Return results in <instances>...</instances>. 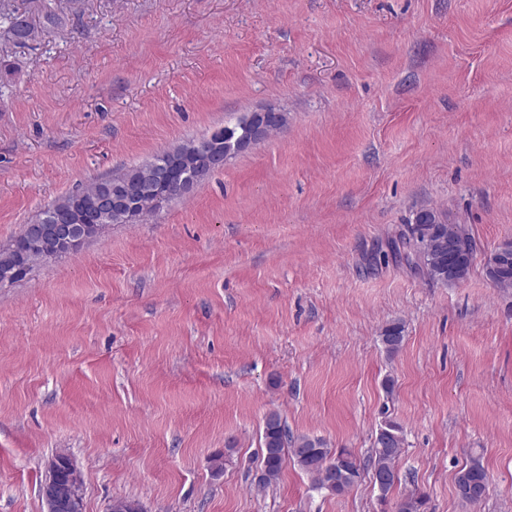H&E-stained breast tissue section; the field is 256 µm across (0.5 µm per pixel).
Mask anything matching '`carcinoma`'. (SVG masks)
I'll return each instance as SVG.
<instances>
[{"instance_id": "carcinoma-1", "label": "carcinoma", "mask_w": 512, "mask_h": 512, "mask_svg": "<svg viewBox=\"0 0 512 512\" xmlns=\"http://www.w3.org/2000/svg\"><path fill=\"white\" fill-rule=\"evenodd\" d=\"M8 23V33L16 44L36 39L37 27L21 16L3 15ZM246 115L215 129L204 138L218 142L229 153L228 159L238 156L234 148L249 139L250 129ZM215 171L212 163L200 155L197 139L174 145L152 160L133 166L107 177L93 179L80 190L70 193L47 205L39 220L43 224H76L83 238H89L108 224H141L145 218L169 204L173 199L188 193L206 176ZM413 223L419 225L420 234L428 238L432 256L422 254L415 238V230L402 232L399 245L409 265L419 260L424 265L426 277L433 283L448 284V238L457 244V258L464 265H472L477 251L475 240L464 224H450L434 209L415 213ZM70 254L56 238L48 235L32 236L24 229L3 250H0V271L11 272L7 279L0 278V286L25 279L36 266L46 264ZM489 279L498 288H512V256H503L494 250L486 263ZM404 328L394 322L384 329L381 343L393 355L402 346ZM376 433L371 454L366 462L357 460L346 448H330L319 438L291 435L286 421L277 412L270 413L261 434V451L265 483L278 479L284 464L292 460L313 481V488L342 495L357 484L365 472L372 468L379 473L395 476L397 460L404 443L402 426L389 420ZM479 492L466 498L477 503L484 498L481 490L489 486V475L479 457H470L461 467ZM423 496L410 494L397 503V512H424Z\"/></svg>"}]
</instances>
